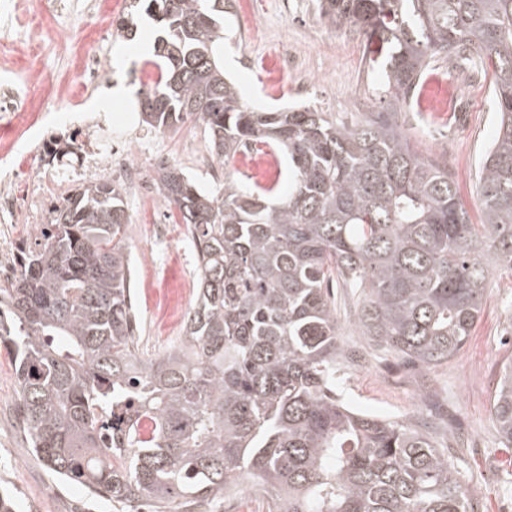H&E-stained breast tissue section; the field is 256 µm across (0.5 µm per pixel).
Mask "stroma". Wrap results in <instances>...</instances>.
Wrapping results in <instances>:
<instances>
[{
  "mask_svg": "<svg viewBox=\"0 0 512 512\" xmlns=\"http://www.w3.org/2000/svg\"><path fill=\"white\" fill-rule=\"evenodd\" d=\"M53 0H22L11 27L0 26V71L13 68L17 58L10 45L17 27L39 15L44 25L41 50L21 58L33 68V95L45 85L65 89L71 64L57 51L58 41L84 52V18L56 15ZM224 71L238 84L243 100L253 107L306 104L349 123L357 115L380 111L377 79L362 60L363 40L354 30L324 21L314 0H235L224 22ZM154 29L140 23L137 36L113 38L107 49L112 71L126 72L151 60ZM290 43L298 53L288 69H280L279 52ZM404 132L418 152L447 164L473 223H480L477 183L481 157L497 130L488 84L483 75L460 62H438L413 92L401 115ZM113 137L147 161L149 171L159 162L181 167L203 189L220 181L211 171L207 138L199 125L186 124L171 133H148L135 108L111 125ZM131 216L126 245L134 260L133 302L139 323L138 352L150 358L176 345L181 336L182 308L193 302L197 267L187 245V226L177 209L138 198L125 191ZM169 227L165 245H157V225ZM479 321L457 357L431 371H418L371 346L352 319L357 296L353 289H336L345 354L362 355L361 363L346 361L336 392L347 404L397 420L415 419L423 412L441 413L457 442L448 457L464 474L475 512H512V462L505 461L492 420L493 399L504 360L512 356V279L490 278ZM14 354L0 343V489L9 492L16 512H32V500L47 483L57 493L43 512H72L83 487L56 480L36 456L23 430L14 426L10 407L15 399Z\"/></svg>",
  "mask_w": 512,
  "mask_h": 512,
  "instance_id": "35a3bbf8",
  "label": "stroma"
}]
</instances>
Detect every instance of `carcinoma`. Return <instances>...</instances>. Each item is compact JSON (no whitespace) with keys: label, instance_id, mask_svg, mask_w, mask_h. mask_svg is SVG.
I'll return each instance as SVG.
<instances>
[{"label":"carcinoma","instance_id":"cac0c4a2","mask_svg":"<svg viewBox=\"0 0 512 512\" xmlns=\"http://www.w3.org/2000/svg\"><path fill=\"white\" fill-rule=\"evenodd\" d=\"M234 0H129L120 37L157 25L160 81L139 91L143 122L204 126L229 164L263 144L283 153L288 192L224 174L215 193L157 168L164 206L196 242L197 298L178 344L142 358L130 300L131 217L109 182L55 209L21 275L0 288V339L18 366L23 430L47 469L149 512H209L260 487L267 512H474L466 481L420 420H390L336 398V302L360 291L354 324L424 369L455 357L492 274L512 278V0H318L364 42L386 106L352 125L314 107H249L224 75ZM491 74L498 131L481 161L473 224L448 168L398 124L431 65ZM130 399L116 442L97 409ZM512 447V361L494 394Z\"/></svg>","mask_w":512,"mask_h":512}]
</instances>
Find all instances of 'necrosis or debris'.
Wrapping results in <instances>:
<instances>
[{
  "mask_svg": "<svg viewBox=\"0 0 512 512\" xmlns=\"http://www.w3.org/2000/svg\"><path fill=\"white\" fill-rule=\"evenodd\" d=\"M72 66L70 93L98 96V109L71 112L65 117L75 146V161L68 171H58L53 138L42 134L32 141L28 162L0 174V285L20 276L23 250L41 242V233L63 202L66 188L113 179L141 197H158L155 182L141 159L122 144L108 145L100 137L102 115L111 109L110 102L99 95L109 82L106 53L94 50L75 56ZM55 99L52 92L33 97L30 75L11 73L0 80V126L28 124L33 114L46 112ZM21 213L28 222L19 231L12 221Z\"/></svg>",
  "mask_w": 512,
  "mask_h": 512,
  "instance_id": "necrosis-or-debris-1",
  "label": "necrosis or debris"
}]
</instances>
